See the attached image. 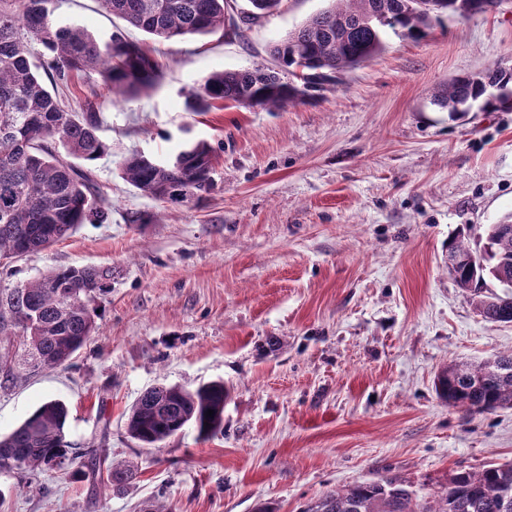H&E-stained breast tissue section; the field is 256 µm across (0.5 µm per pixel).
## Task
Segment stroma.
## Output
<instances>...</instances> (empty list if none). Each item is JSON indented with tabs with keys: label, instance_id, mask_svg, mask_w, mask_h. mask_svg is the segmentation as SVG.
Instances as JSON below:
<instances>
[{
	"label": "stroma",
	"instance_id": "1",
	"mask_svg": "<svg viewBox=\"0 0 512 512\" xmlns=\"http://www.w3.org/2000/svg\"><path fill=\"white\" fill-rule=\"evenodd\" d=\"M329 5L288 0L158 45L97 0H63L59 21L104 41L123 31L161 80L123 99L96 73L71 78V105L93 91L106 101L112 155L95 175L110 219L0 269V284L91 265L111 268L112 291L69 362L0 389V435L56 399L75 447L134 476L0 473V512H303L386 469L421 482L512 461L511 408L468 412L435 390L450 361L512 351V323L485 320L447 260L451 239L478 243L512 218V111L434 102L455 76L512 68V12L445 17L420 39L387 33L381 53L304 103L185 109L213 71L275 67V44ZM197 140L217 155L200 201L165 203L119 175L129 153L164 159ZM133 212L150 222L128 223ZM213 381L229 391L222 433L188 426L157 448L128 434L147 389Z\"/></svg>",
	"mask_w": 512,
	"mask_h": 512
}]
</instances>
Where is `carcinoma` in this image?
Instances as JSON below:
<instances>
[{"instance_id": "carcinoma-1", "label": "carcinoma", "mask_w": 512, "mask_h": 512, "mask_svg": "<svg viewBox=\"0 0 512 512\" xmlns=\"http://www.w3.org/2000/svg\"><path fill=\"white\" fill-rule=\"evenodd\" d=\"M103 10L150 38L169 41L185 35H208L225 25L228 0H99ZM398 0H332V5L282 44L295 43L316 57L302 78L284 82L277 73L214 71L185 102L190 112H209L218 101L248 107H285L311 97L332 82L336 73L379 54L387 29L419 39L439 14L412 10L394 15ZM53 0H0V260L18 252L35 253L71 236L82 224H103L110 205L101 198L92 165L112 155L102 138L98 95L84 97L72 110L50 88L68 86L72 74L95 72L112 93L135 97L154 89L158 64L141 47L117 31L101 42L88 31L62 25ZM378 13L387 22L372 28L364 20ZM40 46L43 53L34 51ZM512 82V72L490 68L477 80L459 75L436 96V104L459 112L469 104L502 107L489 98L486 82ZM168 166L142 153L119 164L120 177L146 195L164 200L166 188L182 187L189 203L212 187L214 148L198 141L174 155ZM490 254L483 275L463 271L457 284L473 293L476 307L488 321L512 322V300L486 290L490 268L498 260L512 262V231L487 226ZM112 289V268L72 265L40 277L0 288V387L19 378V371L54 368L67 362L96 335L98 302ZM435 389L453 407L477 412L512 408V353L478 364L451 361L438 374ZM224 384L194 391L158 385L130 408L126 429L151 448L192 425L204 439L224 427ZM213 410V417L206 416ZM68 410L58 400L40 405L11 434L0 438V469L38 474L58 463L70 468L90 459L87 476L100 470L91 451H79L65 438ZM512 463L489 464L478 472L459 470L444 480L414 482L390 471L376 478L333 490L303 512H512Z\"/></svg>"}]
</instances>
